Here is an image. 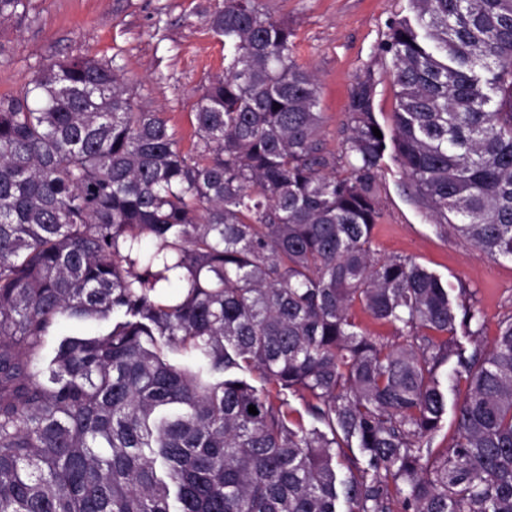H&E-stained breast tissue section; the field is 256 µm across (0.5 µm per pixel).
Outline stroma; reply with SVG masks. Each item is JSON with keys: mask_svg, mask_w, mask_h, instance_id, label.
Returning a JSON list of instances; mask_svg holds the SVG:
<instances>
[{"mask_svg": "<svg viewBox=\"0 0 512 512\" xmlns=\"http://www.w3.org/2000/svg\"><path fill=\"white\" fill-rule=\"evenodd\" d=\"M220 0H28L18 23L0 25V96L18 93L42 64L68 56L114 59L136 102L162 111L182 149L193 143L195 106L224 71V39L206 19ZM288 24L291 55L319 80L324 141L340 152L347 135L349 92L372 71L375 116L392 129L397 87L390 56L381 54L390 20L410 15V0H260ZM376 258L409 257L465 284L485 315L484 344L512 314V261H491L454 234L439 231L414 197L394 154L379 179Z\"/></svg>", "mask_w": 512, "mask_h": 512, "instance_id": "1", "label": "stroma"}]
</instances>
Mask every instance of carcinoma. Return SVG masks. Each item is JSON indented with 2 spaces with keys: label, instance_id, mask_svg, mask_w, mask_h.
I'll return each mask as SVG.
<instances>
[{
  "label": "carcinoma",
  "instance_id": "1",
  "mask_svg": "<svg viewBox=\"0 0 512 512\" xmlns=\"http://www.w3.org/2000/svg\"><path fill=\"white\" fill-rule=\"evenodd\" d=\"M411 2L380 45L394 128L368 72L341 172L259 0L207 18L224 74L188 152L112 60L0 97V512H512V315L467 355L469 290L372 248L391 144L439 226L512 260V0ZM26 13L0 0V24ZM64 319L105 325L47 356Z\"/></svg>",
  "mask_w": 512,
  "mask_h": 512
}]
</instances>
